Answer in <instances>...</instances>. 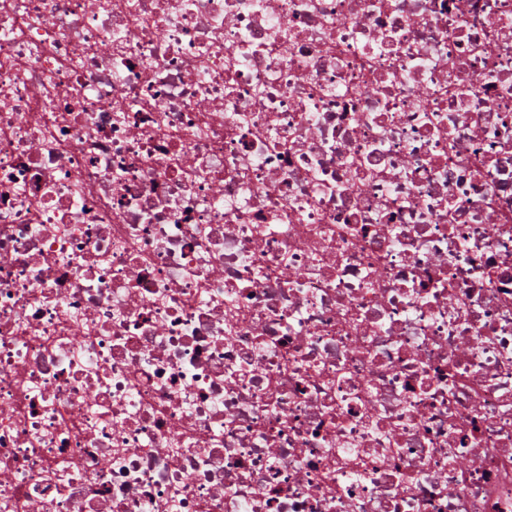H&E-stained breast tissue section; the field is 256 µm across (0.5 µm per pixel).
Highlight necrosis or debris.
Listing matches in <instances>:
<instances>
[{"mask_svg": "<svg viewBox=\"0 0 512 512\" xmlns=\"http://www.w3.org/2000/svg\"><path fill=\"white\" fill-rule=\"evenodd\" d=\"M0 512H512V0H0Z\"/></svg>", "mask_w": 512, "mask_h": 512, "instance_id": "necrosis-or-debris-1", "label": "necrosis or debris"}]
</instances>
